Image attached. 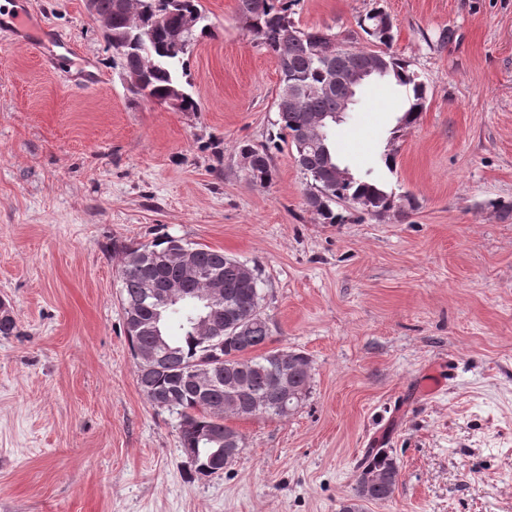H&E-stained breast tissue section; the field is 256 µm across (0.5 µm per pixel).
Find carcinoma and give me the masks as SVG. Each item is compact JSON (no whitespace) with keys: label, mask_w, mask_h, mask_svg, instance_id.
<instances>
[{"label":"carcinoma","mask_w":512,"mask_h":512,"mask_svg":"<svg viewBox=\"0 0 512 512\" xmlns=\"http://www.w3.org/2000/svg\"><path fill=\"white\" fill-rule=\"evenodd\" d=\"M299 0H239L238 20L242 27L277 58L280 67V85L275 104L288 94V90L321 83L323 66L319 57L328 48L323 31L304 28L299 37L288 44V53L280 52L282 31L295 25L294 7ZM134 8L141 13L154 14L167 11L166 24L154 30L152 45L144 51L138 47L116 55L122 71L139 72L144 80L136 94L163 102L173 88L184 92L180 111L195 112L198 103L186 92L185 57L189 47H176L169 42V31L179 21L182 11H194L203 18L204 25L196 30L192 40L206 34L211 28L201 0H136ZM99 16H112V34L120 38L127 29L126 18L114 11V0H96ZM386 14L380 7L372 9L358 20V27L372 49L336 44V49L349 54L348 61L355 69H364L381 63L383 78L405 91L406 106L397 118L392 134L398 135L417 120L426 103V85L410 68L407 61L389 51L393 40V27H380L376 18ZM338 98L334 95L308 94L299 106L288 112H277L275 126L278 135L289 139L294 159L301 171L311 174L306 203L323 224H342L346 216L335 211L342 204L357 205L374 215H381L400 201L401 208L414 207L411 194L398 195L386 182L366 177H352L339 182L329 176L327 167L336 165V146L331 136L336 121L328 120L324 139L305 150L299 144L306 139L307 125L320 116L336 112ZM271 144L254 146L242 143L239 155L250 160L248 176L256 183H269L273 179ZM190 247V244L165 236L147 244L123 246L120 269L121 302L143 306L142 324L135 330L126 329V336L133 353L154 346L155 336H162L167 344L164 359L153 370H145L137 363L138 384L153 407L163 396L168 404L163 410L179 420L180 443L183 454L190 460L196 474L210 476L209 458L224 448V435L233 430L227 424L230 418H286L288 410H297L306 399L312 379V362L302 352L286 348H270L272 324L262 310L261 273L249 274L244 263L229 257L222 250L194 246V267L199 274L197 281L187 283L181 268L172 257ZM150 252L152 260L141 268L135 267L140 253ZM216 275L224 283V313H235L232 326L224 331L220 341L210 340L197 333L193 319L202 312L194 300H180L170 307L153 313L145 297V285L154 281L162 287L203 289L208 278ZM285 353L293 362L291 385L296 393L294 407L288 409L278 404L277 388L282 375L281 361L277 354ZM222 366L224 375L217 380L210 392V399L199 395L191 378L197 371L212 370ZM399 469L390 452L374 448L361 465L352 497L342 503L340 512H362L363 503L383 501L393 497L398 485Z\"/></svg>","instance_id":"1"}]
</instances>
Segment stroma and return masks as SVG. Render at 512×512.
Listing matches in <instances>:
<instances>
[{
	"label": "stroma",
	"mask_w": 512,
	"mask_h": 512,
	"mask_svg": "<svg viewBox=\"0 0 512 512\" xmlns=\"http://www.w3.org/2000/svg\"><path fill=\"white\" fill-rule=\"evenodd\" d=\"M8 2L35 19L27 39H56L36 53L0 29V301L17 323L0 336V512H339L371 448L400 477L364 512H512V0H300L301 27L347 45L383 7L427 88L399 138L385 81L336 127L352 174L415 199L346 206L342 224L309 210L288 146L271 183L247 177L238 145L267 144L280 73L238 0H201L195 112L129 91L85 0ZM166 235L259 267L272 347L313 362L294 414L232 419L240 457L207 477L125 333L119 248Z\"/></svg>",
	"instance_id": "stroma-1"
}]
</instances>
